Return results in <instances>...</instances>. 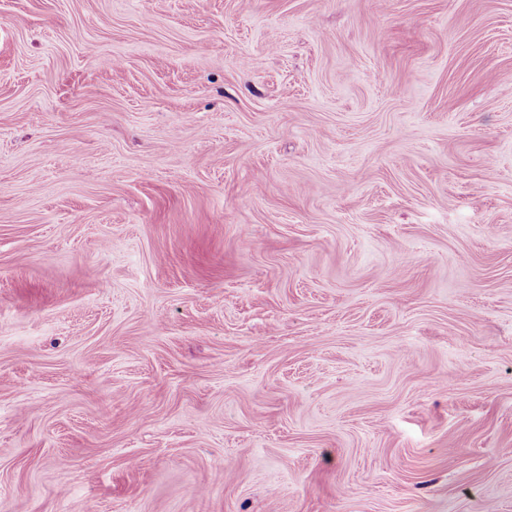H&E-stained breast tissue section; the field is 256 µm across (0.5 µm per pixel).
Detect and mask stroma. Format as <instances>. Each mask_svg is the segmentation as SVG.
I'll list each match as a JSON object with an SVG mask.
<instances>
[{
  "label": "stroma",
  "mask_w": 512,
  "mask_h": 512,
  "mask_svg": "<svg viewBox=\"0 0 512 512\" xmlns=\"http://www.w3.org/2000/svg\"><path fill=\"white\" fill-rule=\"evenodd\" d=\"M512 0H0V512H512Z\"/></svg>",
  "instance_id": "35a3bbf8"
}]
</instances>
